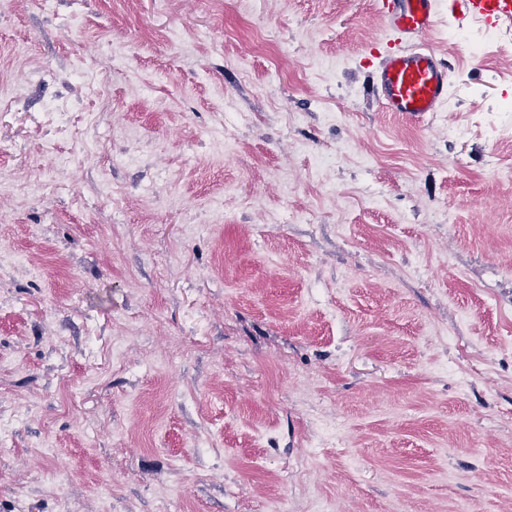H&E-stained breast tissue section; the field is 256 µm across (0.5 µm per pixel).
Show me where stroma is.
I'll return each mask as SVG.
<instances>
[{
  "label": "stroma",
  "instance_id": "1",
  "mask_svg": "<svg viewBox=\"0 0 512 512\" xmlns=\"http://www.w3.org/2000/svg\"><path fill=\"white\" fill-rule=\"evenodd\" d=\"M377 2L0 10V512H512V25ZM380 10L395 41L409 42L428 36L437 23L435 0H380ZM371 85L384 112H438L448 98L449 68L432 51L388 50L372 72Z\"/></svg>",
  "mask_w": 512,
  "mask_h": 512
}]
</instances>
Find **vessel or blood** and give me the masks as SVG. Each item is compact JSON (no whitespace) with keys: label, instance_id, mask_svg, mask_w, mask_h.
Instances as JSON below:
<instances>
[{"label":"vessel or blood","instance_id":"obj_1","mask_svg":"<svg viewBox=\"0 0 512 512\" xmlns=\"http://www.w3.org/2000/svg\"><path fill=\"white\" fill-rule=\"evenodd\" d=\"M386 26L400 47L382 54L371 77L383 111L435 112L448 98L449 68L434 52L409 49L437 23L436 0H380ZM462 11L492 24L512 22V0H460Z\"/></svg>","mask_w":512,"mask_h":512}]
</instances>
